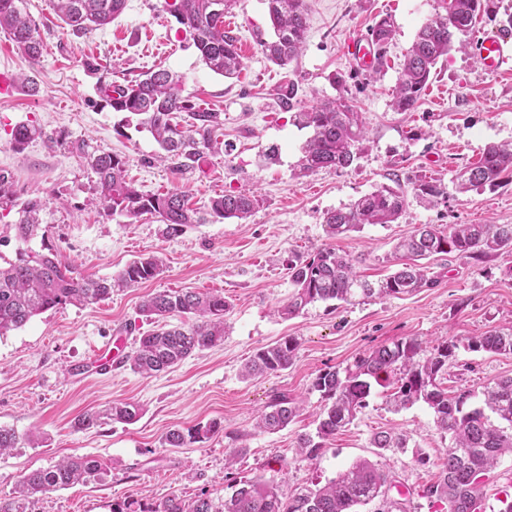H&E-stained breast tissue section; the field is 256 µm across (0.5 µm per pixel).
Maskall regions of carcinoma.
<instances>
[{"mask_svg": "<svg viewBox=\"0 0 512 512\" xmlns=\"http://www.w3.org/2000/svg\"><path fill=\"white\" fill-rule=\"evenodd\" d=\"M236 0H171L169 12L192 41L203 63L225 78L241 68L236 39L224 31V13ZM445 14L425 23L407 52L392 100L397 112L414 110L427 88L439 59L452 48H468L465 40L473 30L484 0H442ZM273 36L263 43V52L272 63L285 67L295 61L305 44L307 14L304 0H266ZM126 0H56V11L71 30L85 31L104 27L118 17ZM0 29L32 63L39 62L42 44L37 25L26 12L25 0H0ZM394 35L387 18L375 22L370 39L383 59ZM182 77L167 69L148 72L141 80L109 84L99 88L100 102L114 112L124 114L119 126H135L153 136L167 157L177 161L181 171L186 161L200 155L199 146L208 145L211 134L221 123L220 113L206 112L181 95ZM188 113L184 127L175 114ZM294 122L311 131L302 147L300 170H341L352 165L366 137L362 113L345 102L327 100L315 107L294 113ZM43 139L65 144L62 134H49L41 127L21 123L11 132L18 150L29 142ZM95 174L92 195L108 212L130 217L157 214L167 233L177 234L186 224H204L208 220L245 219L260 205L255 193H225L210 201L205 213L189 205L184 192L175 189L164 194L146 195L126 181L125 161L111 153L90 158ZM512 174V145H487L477 162L456 173V187L462 191L496 186ZM396 186L382 185L348 206L326 214V233L334 238L361 229L366 224H393L401 216L406 199L399 180ZM421 199L433 203L447 197L445 187L421 183ZM47 201L39 196L20 199L13 182L0 174V219L15 214L7 229L15 238L29 242L40 235V213ZM512 250V224H422L400 240L394 254L405 259L399 267L376 281L361 278L352 260L334 250L325 249L314 257L290 267L294 293L281 309L295 316L316 302L352 304L369 299H386L433 288L437 281L428 274L424 260L436 255L456 254L480 260L503 249ZM162 272V261L155 255H141L110 279L81 278L51 251H18L10 258L0 253V335L25 326L32 318L58 306H90L108 297L115 288H129L150 281ZM228 303L219 293L163 291L144 297L140 311L147 317L163 319L172 313L193 318L187 326H161L139 338L138 348L127 356L131 370L152 375L174 367L192 353L224 342V314ZM298 343L286 338L258 350L245 364L243 376L274 374L293 364ZM471 351L512 354V326L498 327L484 335L467 339ZM458 343L442 340L432 348L416 338L399 339L364 354L355 361V369L340 376L336 370L319 373L312 389L321 396L316 435L304 434L297 448L309 458L318 457L324 441L351 424L367 406L372 383L394 386L390 402L396 409L418 402L434 414L436 427L450 436L446 461L438 481L423 491L431 503L447 505V512H482L483 478L505 453L512 454V377L501 378L481 391V404L468 409L475 397L470 390L454 395L442 386L448 364L456 357ZM302 407L299 401L277 393L256 417L255 428L274 433L296 421ZM140 416L138 405L114 403L102 412H90L78 419L80 429H91L103 420L133 424ZM221 429L217 421L188 432L170 430L165 444L183 448L200 435ZM20 437L0 426V455L18 447ZM407 440L391 431H378L371 445L380 450L404 448ZM103 470V463L91 456H70L46 469L26 474L14 495L0 501V512H35L41 496L86 482ZM392 486L389 474L378 465L360 460L340 471L336 478L316 488L284 493L273 480L257 477L241 481L232 495L216 502L202 493L191 500L177 496L159 503L129 500L112 504V512H355L354 507L380 500L387 512H416L411 500L387 499Z\"/></svg>", "mask_w": 512, "mask_h": 512, "instance_id": "1", "label": "carcinoma"}]
</instances>
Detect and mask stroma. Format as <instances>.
Segmentation results:
<instances>
[{
  "label": "stroma",
  "instance_id": "35a3bbf8",
  "mask_svg": "<svg viewBox=\"0 0 512 512\" xmlns=\"http://www.w3.org/2000/svg\"><path fill=\"white\" fill-rule=\"evenodd\" d=\"M38 26L43 54L31 64L0 32V69L25 75L28 85L0 92V173L9 175L21 198L40 196L46 244L76 276L109 278L137 256L156 254L163 271L146 283L113 291L98 304L63 305L0 337V426L14 429L19 447L0 455V500L11 497L24 474L67 456L103 459L106 470L87 483L53 491L37 512H111L114 501L134 497L146 503L171 496L189 500L207 493L217 501L242 480L264 477L283 490L325 484L360 459L393 476L391 499L408 493L418 512H435L423 489L435 482L449 437L436 427L422 403L400 411L388 388L373 386L366 408L327 441L321 455L296 449L299 435L314 433L320 395L312 381L323 370L340 372L376 347L400 338L436 344L454 339L457 360L443 384L449 393L481 392L512 376V355L473 352L467 338L512 326V250L482 262L439 255L429 260L439 284L399 298L373 299L331 308L318 302L285 317L280 308L294 290L291 263L334 249L348 254L358 274L374 281L395 268L393 247L422 224H512V180L482 191L457 192L455 175L475 162L488 144L512 143V72L483 71L472 51H451L439 60L417 108L393 111L390 103L403 63L419 28L441 13L440 0H306L308 32L297 60L282 69L267 61L261 43L272 36L265 0H237L224 16L244 63L239 76L214 74L200 60L165 0H127L109 25L73 32L52 0H26ZM395 27L387 63L377 76L359 71L345 53L351 38L368 36L381 18ZM99 71H89L86 60ZM165 68L182 76L183 96L200 108L221 113L212 147L186 170L160 161L152 135L129 127L100 107L97 87L125 82L144 71ZM342 83H335V76ZM298 85L292 109H284L277 87ZM344 99L362 112L367 137L353 165L344 170L300 171L302 147L310 135L293 121L294 110L324 100ZM33 121L65 134L66 145L45 140L23 150L11 144V130ZM124 157L129 179L147 194L180 189L195 208L228 192L253 191L263 202L243 220L189 224L166 236L157 215L130 218L91 202L94 174L86 154ZM278 147L267 161L270 147ZM399 178L405 209L394 224H367L342 238L327 236L324 217ZM441 183L447 198L427 203L416 187ZM218 292L230 308L222 345L196 352L179 365L145 377L129 366L96 371L89 360L114 337L131 353L154 325L139 313L146 294L156 291ZM286 337L298 342L286 370L243 378L251 356ZM301 400L296 422L276 433L253 427L270 396ZM116 401L139 405L137 422L106 423L87 431L75 419ZM220 421L222 431L183 448L164 443L169 430H190ZM390 429L407 445L381 452L373 432ZM241 454L233 466L225 457ZM430 462L422 466L419 455Z\"/></svg>",
  "mask_w": 512,
  "mask_h": 512
}]
</instances>
